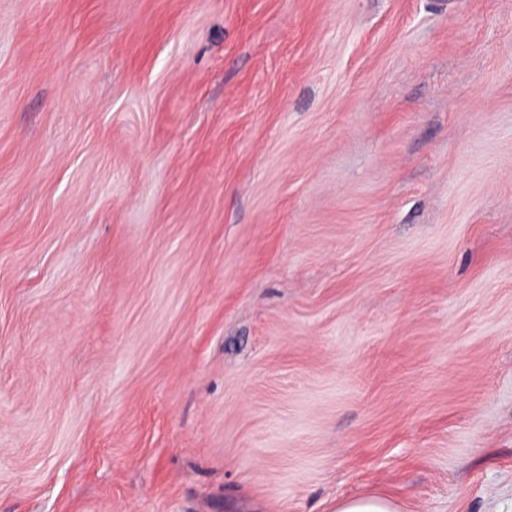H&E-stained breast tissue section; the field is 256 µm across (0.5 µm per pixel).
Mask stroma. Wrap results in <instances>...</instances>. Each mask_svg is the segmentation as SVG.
<instances>
[{"mask_svg": "<svg viewBox=\"0 0 512 512\" xmlns=\"http://www.w3.org/2000/svg\"><path fill=\"white\" fill-rule=\"evenodd\" d=\"M512 512V0H0V512ZM336 512H399L392 500L363 495L343 500L336 505Z\"/></svg>", "mask_w": 512, "mask_h": 512, "instance_id": "35a3bbf8", "label": "stroma"}]
</instances>
